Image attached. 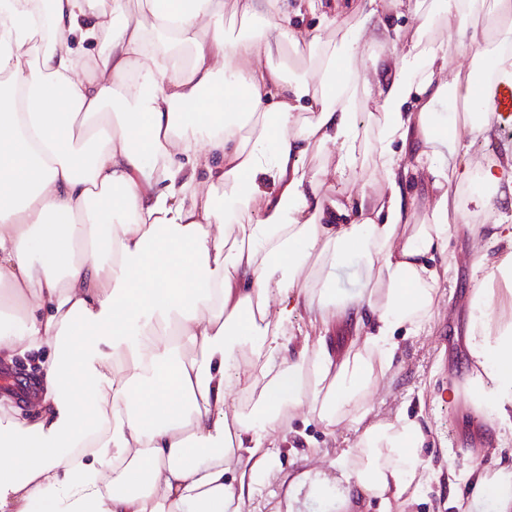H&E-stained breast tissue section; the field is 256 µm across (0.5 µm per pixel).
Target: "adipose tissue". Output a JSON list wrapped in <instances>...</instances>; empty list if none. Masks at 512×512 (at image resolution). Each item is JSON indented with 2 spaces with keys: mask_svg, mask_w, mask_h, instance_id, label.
<instances>
[{
  "mask_svg": "<svg viewBox=\"0 0 512 512\" xmlns=\"http://www.w3.org/2000/svg\"><path fill=\"white\" fill-rule=\"evenodd\" d=\"M321 7L242 0L260 29L230 37L224 0H141L137 11L130 0H0V362L41 355L34 410L0 395L13 417L0 427V512H241L269 468L284 407L339 424L386 377L396 332L423 329L444 276L436 257L454 230L448 187L470 167L458 146L478 129L470 119L437 136L433 107L450 93L480 113L489 102L473 78L443 80L441 45L423 65L408 50L356 66L366 33L391 39L382 0H362L339 46L291 78L273 49L296 39L293 17ZM483 8L438 0L471 45L491 37L477 22ZM42 9L44 28L33 21ZM361 89L378 94L386 190L349 210L318 195L300 160L333 143L337 174L352 169ZM411 179L433 194L423 224L412 221ZM312 255L332 267L362 257L369 292L318 296ZM482 298L475 290L469 388L502 442L512 430V317L491 319ZM300 312L313 326L352 328L346 354L324 341L286 347ZM170 324L174 338L157 339ZM246 343L265 384L231 423L224 389L247 380ZM422 440L406 418L367 427L339 508L402 497L422 479ZM466 482L469 512L489 502L512 512V466L470 470Z\"/></svg>",
  "mask_w": 512,
  "mask_h": 512,
  "instance_id": "obj_1",
  "label": "adipose tissue"
}]
</instances>
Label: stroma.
Returning <instances> with one entry per match:
<instances>
[{
	"instance_id": "35a3bbf8",
	"label": "stroma",
	"mask_w": 512,
	"mask_h": 512,
	"mask_svg": "<svg viewBox=\"0 0 512 512\" xmlns=\"http://www.w3.org/2000/svg\"><path fill=\"white\" fill-rule=\"evenodd\" d=\"M358 4L359 0H323L322 15L303 14L295 25L302 31L320 27L325 45L331 48L339 44L345 28L355 23ZM385 12L402 28L419 32V51L434 44L447 47L448 81L481 70L494 51L490 45L458 48L455 24L434 13L432 0H424L418 16L394 0H388ZM325 15L332 17V24L322 23ZM375 110L373 96L360 93L358 160L346 177L335 173L338 146H314L302 158L320 195L351 205L361 195L383 193ZM507 145H512V132L496 129L463 141L468 158L484 168L498 163ZM473 178V173H466L450 187L457 202V229L448 239V280L440 286L439 304L428 325L415 336L398 334L388 378L372 385L340 424L325 426L305 406L284 410L285 432L271 446V473L260 480L256 495L242 512H336L339 472L335 461L354 466L350 450L363 430L402 416L423 426L426 440L418 455L424 480L414 496L393 503L391 512H460L457 494L465 488L466 472L494 467L499 459L512 462V441L496 446L490 418L477 414L469 395L461 391L470 371L465 336L474 287L483 288L492 316L512 310V281L502 279L495 269L512 248L504 243L485 248L474 235L484 224L512 225V206L473 188Z\"/></svg>"
}]
</instances>
